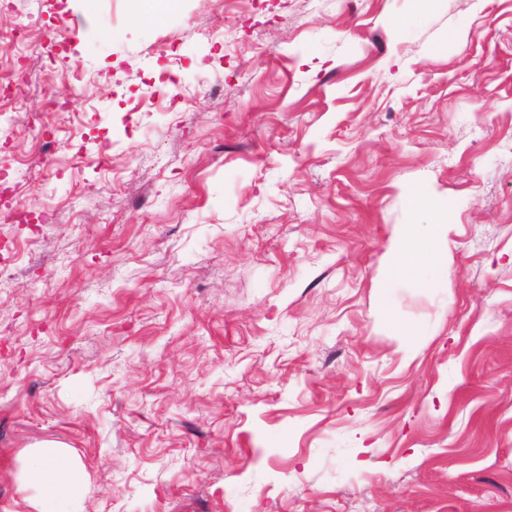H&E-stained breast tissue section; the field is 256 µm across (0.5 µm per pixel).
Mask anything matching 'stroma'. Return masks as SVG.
I'll return each instance as SVG.
<instances>
[{"label":"stroma","mask_w":512,"mask_h":512,"mask_svg":"<svg viewBox=\"0 0 512 512\" xmlns=\"http://www.w3.org/2000/svg\"><path fill=\"white\" fill-rule=\"evenodd\" d=\"M0 43L47 215H0V512L45 443L82 512H512V0H0ZM429 232L420 233L416 229H407L391 253L389 272L392 276L415 274L422 261L430 262L438 268L448 266L447 251L435 250L428 242Z\"/></svg>","instance_id":"stroma-1"}]
</instances>
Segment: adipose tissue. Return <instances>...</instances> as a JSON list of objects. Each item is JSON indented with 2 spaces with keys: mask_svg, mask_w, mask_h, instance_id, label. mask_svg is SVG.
I'll list each match as a JSON object with an SVG mask.
<instances>
[{
  "mask_svg": "<svg viewBox=\"0 0 512 512\" xmlns=\"http://www.w3.org/2000/svg\"><path fill=\"white\" fill-rule=\"evenodd\" d=\"M436 267L448 265V254L434 249L427 234L405 230L391 253V275L417 273L423 262ZM29 472L46 492L34 503L35 512H76L84 497V471L64 447L45 444L35 450L28 464Z\"/></svg>",
  "mask_w": 512,
  "mask_h": 512,
  "instance_id": "obj_1",
  "label": "adipose tissue"
}]
</instances>
